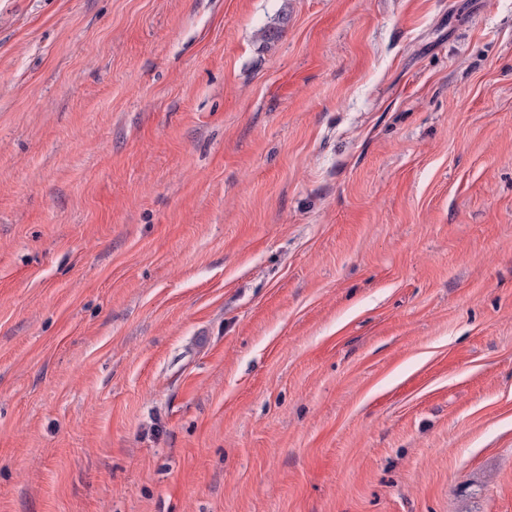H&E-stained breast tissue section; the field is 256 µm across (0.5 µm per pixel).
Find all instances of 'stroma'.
I'll return each instance as SVG.
<instances>
[{
  "label": "stroma",
  "instance_id": "stroma-1",
  "mask_svg": "<svg viewBox=\"0 0 512 512\" xmlns=\"http://www.w3.org/2000/svg\"><path fill=\"white\" fill-rule=\"evenodd\" d=\"M0 512H512V0H0Z\"/></svg>",
  "mask_w": 512,
  "mask_h": 512
}]
</instances>
